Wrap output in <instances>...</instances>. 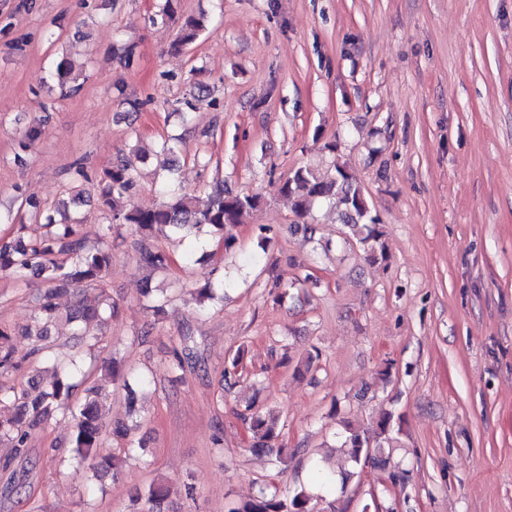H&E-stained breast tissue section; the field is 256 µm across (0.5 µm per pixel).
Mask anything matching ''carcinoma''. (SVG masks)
Segmentation results:
<instances>
[{
	"label": "carcinoma",
	"mask_w": 512,
	"mask_h": 512,
	"mask_svg": "<svg viewBox=\"0 0 512 512\" xmlns=\"http://www.w3.org/2000/svg\"><path fill=\"white\" fill-rule=\"evenodd\" d=\"M211 20L204 14L186 18L180 34L179 45L194 43L210 30ZM50 77L60 87L72 84L73 65L66 56L57 61ZM179 139L169 137L161 140L155 151L160 170L165 172L159 186L165 201L158 205L143 206L132 201L136 185L138 166L148 155L139 149L121 153L96 177H91L80 160L70 167L72 185L68 197L62 199L48 214L43 213L40 204L25 199L31 216L46 228L40 237L25 234L26 225H19L16 234L0 243V275L13 278L34 277L43 280L47 288L38 294L34 322L30 335L35 337L33 354L41 358V364L51 372L48 381L34 374L28 378V387L0 385V442L7 441L14 448L15 456L25 458L29 452V440L36 430L54 412L68 411L74 419V433L71 440L72 459L87 462L92 471V480L104 481L108 476L116 479L122 472L121 452L137 447L146 451L142 443L130 439V429L115 427L112 437L123 443L118 453L100 454L104 445V425L100 406L93 395L123 381L130 404L136 403V390L125 378L123 366L115 358L103 361L100 372L103 383L97 388L86 390L84 400L76 408L70 402L76 384L75 374L81 371V361L76 356L60 359L51 355L47 346L41 344L48 335L49 324L57 314L56 297L67 287L95 290L105 277L112 262V250L108 242L114 225L109 224L102 231L98 245L90 247L79 235L77 226L83 218L77 213L89 194H94L98 204L112 210V219L120 226H126L136 236L133 243L137 264L149 270L167 268L169 256L153 243V231L159 227H170L186 241L185 261L194 262L195 236L201 228L219 236L224 250L235 248L237 239L231 228L242 223L244 216L256 210L262 197L258 194L234 193L218 182L204 205H199L195 195L175 181L173 175L179 163ZM279 192L292 201L293 210L299 217H305L318 203L332 201L341 207L340 223L346 234L362 248L365 258L374 262H385L389 258L381 220L374 214L362 190L353 180L343 163L334 164V174L321 175L307 167L295 169L279 185ZM118 314V306L110 297L100 292L85 297L76 309L73 319L77 324L72 335L80 343L92 349L103 337L102 328L112 322ZM10 329L0 326V377H9L22 369V362L14 356ZM190 335L182 333L179 344L170 351L173 369L183 371L193 360ZM250 433L249 451L265 454L282 460L288 449L279 445L280 431L276 421L252 412L244 415ZM394 414L383 410L378 414L374 432L347 421L340 433V447L346 449L356 463L380 466L382 448L394 441ZM348 481V474H336L320 462L312 465V483L303 485L289 496L273 488H265L255 495L235 503L228 512H318L317 505L335 494ZM168 487L162 483L151 484L145 494L138 495L131 512H162L167 498ZM328 502V501H326ZM330 512H335L334 502H328Z\"/></svg>",
	"instance_id": "cac0c4a2"
}]
</instances>
